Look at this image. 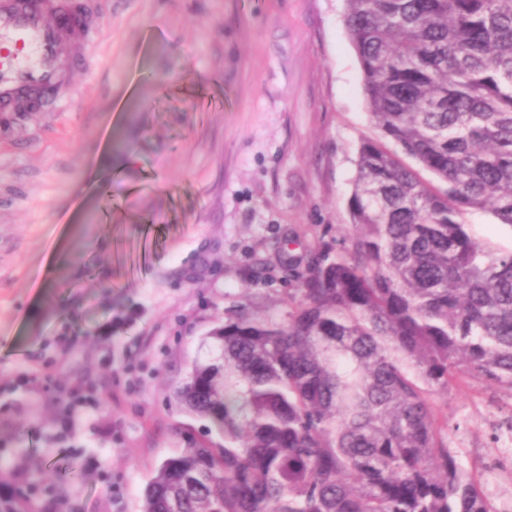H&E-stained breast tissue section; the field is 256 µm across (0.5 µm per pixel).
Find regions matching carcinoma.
I'll return each instance as SVG.
<instances>
[{"label":"carcinoma","mask_w":512,"mask_h":512,"mask_svg":"<svg viewBox=\"0 0 512 512\" xmlns=\"http://www.w3.org/2000/svg\"><path fill=\"white\" fill-rule=\"evenodd\" d=\"M380 131L358 150L355 234L280 319L212 328L177 395L220 442L165 459L142 512H497L434 395L512 393V0H345ZM415 160L439 185L423 179ZM0 512H34L21 493ZM462 222L468 224L470 233L477 239L494 246L512 248V228L499 221L488 211H467Z\"/></svg>","instance_id":"obj_1"}]
</instances>
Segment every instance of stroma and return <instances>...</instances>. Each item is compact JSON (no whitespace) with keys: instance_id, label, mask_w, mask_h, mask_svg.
I'll use <instances>...</instances> for the list:
<instances>
[{"instance_id":"1","label":"stroma","mask_w":512,"mask_h":512,"mask_svg":"<svg viewBox=\"0 0 512 512\" xmlns=\"http://www.w3.org/2000/svg\"><path fill=\"white\" fill-rule=\"evenodd\" d=\"M89 57L51 112L0 123V493L38 512H141L208 420L175 397L240 308L283 313L348 245L360 144L378 137L344 0H94ZM470 233L512 248L483 210ZM436 400L497 492L512 396Z\"/></svg>"}]
</instances>
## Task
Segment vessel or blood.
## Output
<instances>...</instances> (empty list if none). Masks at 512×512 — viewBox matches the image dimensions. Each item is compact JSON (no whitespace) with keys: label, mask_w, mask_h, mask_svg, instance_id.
<instances>
[{"label":"vessel or blood","mask_w":512,"mask_h":512,"mask_svg":"<svg viewBox=\"0 0 512 512\" xmlns=\"http://www.w3.org/2000/svg\"><path fill=\"white\" fill-rule=\"evenodd\" d=\"M59 8V0H0V112L34 99L52 109L54 89L70 64L81 63L83 48L73 47L63 59L64 32L45 22Z\"/></svg>","instance_id":"1"}]
</instances>
